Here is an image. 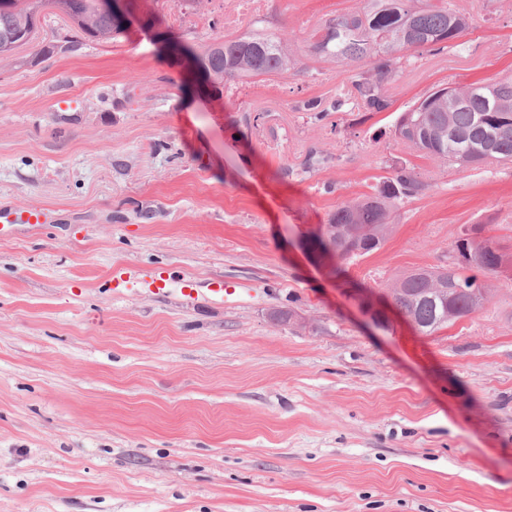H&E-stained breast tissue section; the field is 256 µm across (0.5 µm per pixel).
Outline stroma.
<instances>
[{
    "mask_svg": "<svg viewBox=\"0 0 512 512\" xmlns=\"http://www.w3.org/2000/svg\"><path fill=\"white\" fill-rule=\"evenodd\" d=\"M452 2L464 50L413 59L365 120L302 110L339 69L224 91L179 50L259 17L296 45L357 0H132L82 44L48 9L58 51L0 60V205L49 214L0 234V512H512V270L431 335L385 296L470 227L512 257V164L394 136L437 89L512 74V0ZM399 166L423 192L337 272L313 236Z\"/></svg>",
    "mask_w": 512,
    "mask_h": 512,
    "instance_id": "obj_1",
    "label": "stroma"
}]
</instances>
